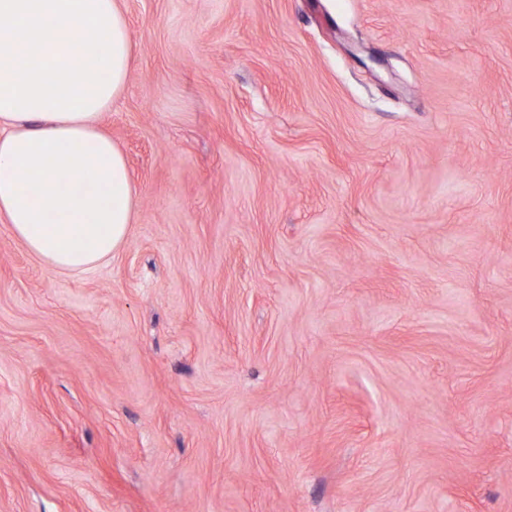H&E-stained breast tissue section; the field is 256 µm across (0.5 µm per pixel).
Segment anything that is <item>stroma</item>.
Returning <instances> with one entry per match:
<instances>
[{
    "label": "stroma",
    "mask_w": 512,
    "mask_h": 512,
    "mask_svg": "<svg viewBox=\"0 0 512 512\" xmlns=\"http://www.w3.org/2000/svg\"><path fill=\"white\" fill-rule=\"evenodd\" d=\"M136 219H0V512H512V0H121Z\"/></svg>",
    "instance_id": "stroma-1"
}]
</instances>
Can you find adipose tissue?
Instances as JSON below:
<instances>
[{"label": "adipose tissue", "mask_w": 512, "mask_h": 512, "mask_svg": "<svg viewBox=\"0 0 512 512\" xmlns=\"http://www.w3.org/2000/svg\"><path fill=\"white\" fill-rule=\"evenodd\" d=\"M132 52L120 0H0V217L56 273L111 261L135 220L138 193L101 127Z\"/></svg>", "instance_id": "1"}]
</instances>
